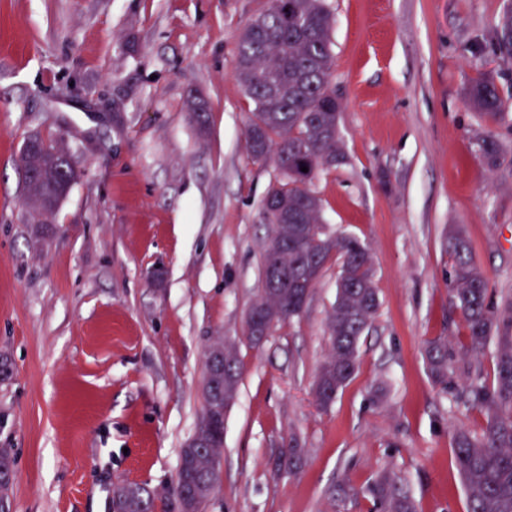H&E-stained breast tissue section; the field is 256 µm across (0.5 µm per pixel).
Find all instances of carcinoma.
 Returning <instances> with one entry per match:
<instances>
[{
	"label": "carcinoma",
	"mask_w": 512,
	"mask_h": 512,
	"mask_svg": "<svg viewBox=\"0 0 512 512\" xmlns=\"http://www.w3.org/2000/svg\"><path fill=\"white\" fill-rule=\"evenodd\" d=\"M334 17L326 0H271L269 9L245 27L237 45L235 75L252 102L247 128V150L252 162L271 163L277 183L268 192L263 211L271 231L263 253L264 279L273 272L285 277L281 287L262 293L253 309L264 308L268 325L247 327L250 340L259 342L273 329L301 316L304 296H309L331 258L339 263L336 300L328 317L329 353L313 383L316 403L323 409L335 401L339 390L355 374L360 342L371 325L380 301L375 287L372 256L356 237L332 234L322 226V200L313 189L324 170L344 163L339 120L340 101L332 86L335 66L332 29ZM495 50L512 55V10L499 23ZM468 99L488 126L499 124L512 112V94L504 96L496 85L479 78L469 88ZM189 110L200 134L208 126V108L199 97ZM478 155L488 167L500 157V144L492 132L478 139ZM31 139H26L20 163L25 192L34 196L38 186L31 176ZM55 172V184L71 187L79 174L70 162L56 154L45 159ZM308 171H301V167ZM288 199V209L273 210L271 201ZM453 257L448 283L450 302L468 332L467 347L480 354L494 345V378L483 380L480 364L458 382L453 354L445 344L430 342L425 349L432 380L451 395L452 402L483 413L487 427L477 436L466 430L455 436V456L467 497V512H512V297H504L492 309L487 303L489 279L474 261L470 241L462 231L448 236ZM206 368L219 393L213 396L221 411L218 424L193 435L181 449L172 487L158 495L146 486L123 481L113 486L108 512H200L219 481L218 460L224 448V400L237 399L241 368L238 356L227 365ZM303 449L291 445L278 457L276 466L290 472L302 463ZM13 462L0 450V502L9 501ZM382 512H417L409 491L391 472L383 471L368 487Z\"/></svg>",
	"instance_id": "1"
}]
</instances>
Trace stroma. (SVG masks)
I'll return each mask as SVG.
<instances>
[{"label": "stroma", "mask_w": 512, "mask_h": 512, "mask_svg": "<svg viewBox=\"0 0 512 512\" xmlns=\"http://www.w3.org/2000/svg\"><path fill=\"white\" fill-rule=\"evenodd\" d=\"M270 0H0V448L12 512H107L114 483L168 490L202 414L207 348L233 343L238 397L202 512H377L367 485L403 479L417 512H467L454 436L485 430L427 371L447 344L472 360L448 299V229L462 227L512 296V113L483 165L479 77L512 89L493 40L512 0H328L346 160L314 189L324 224L366 242L379 311L329 410L312 385L328 352L339 267L261 343L246 318L270 232L273 166L247 156L252 104L234 65ZM209 107L198 135L185 107ZM64 136L82 177L50 219L23 201L20 149ZM293 474L274 464L289 441ZM477 146L481 161L488 167H495L499 160L501 149L491 130L478 139ZM11 474H13V462L10 454L5 448L0 450V502L7 503V511L1 510V512H9V499L11 491Z\"/></svg>", "instance_id": "35a3bbf8"}]
</instances>
